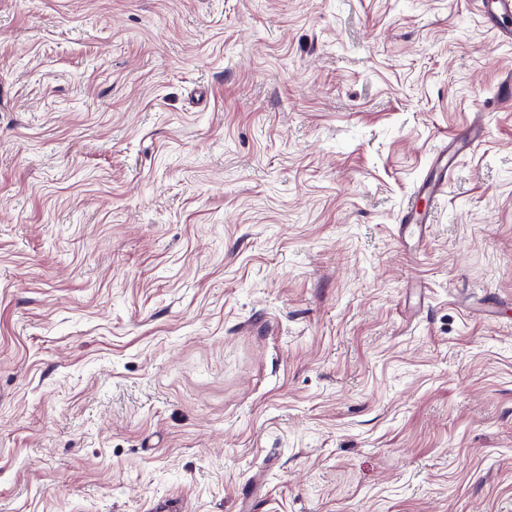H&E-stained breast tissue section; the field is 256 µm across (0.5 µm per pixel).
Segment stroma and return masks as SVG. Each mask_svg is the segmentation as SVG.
<instances>
[{
    "label": "stroma",
    "instance_id": "obj_1",
    "mask_svg": "<svg viewBox=\"0 0 512 512\" xmlns=\"http://www.w3.org/2000/svg\"><path fill=\"white\" fill-rule=\"evenodd\" d=\"M509 77L475 0H0V512H512ZM480 135L478 125L468 126L462 136L452 139L448 145V152L435 158L431 174L428 173L410 195L404 208L398 224L401 237L410 236L417 229L419 240L423 241L428 231V224H432L435 210L447 196L448 183L455 163L460 156L480 142Z\"/></svg>",
    "mask_w": 512,
    "mask_h": 512
}]
</instances>
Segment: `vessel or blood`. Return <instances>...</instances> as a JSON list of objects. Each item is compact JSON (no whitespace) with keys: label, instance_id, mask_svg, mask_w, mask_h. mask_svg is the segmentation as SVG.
I'll return each mask as SVG.
<instances>
[{"label":"vessel or blood","instance_id":"1","mask_svg":"<svg viewBox=\"0 0 512 512\" xmlns=\"http://www.w3.org/2000/svg\"><path fill=\"white\" fill-rule=\"evenodd\" d=\"M479 2L486 22L502 37L512 40V0H479ZM479 141V127L468 126L462 136L452 139L447 152L435 158L431 174L422 180L409 197L398 226L400 236L427 233L435 210L447 195L448 183L455 163Z\"/></svg>","mask_w":512,"mask_h":512}]
</instances>
